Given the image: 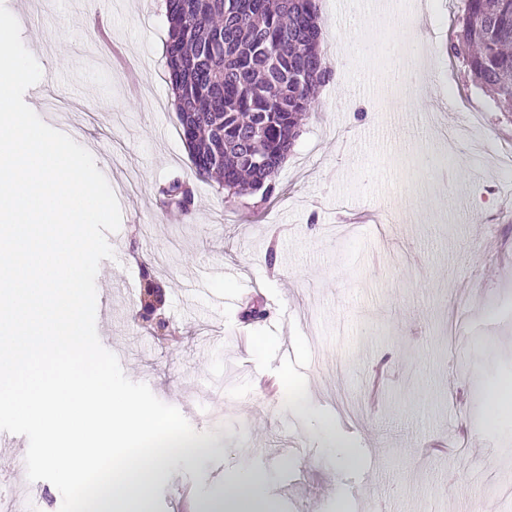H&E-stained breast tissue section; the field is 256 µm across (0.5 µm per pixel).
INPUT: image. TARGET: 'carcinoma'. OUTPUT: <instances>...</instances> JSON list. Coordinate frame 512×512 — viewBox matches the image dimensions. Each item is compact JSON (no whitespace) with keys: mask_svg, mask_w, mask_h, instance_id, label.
I'll use <instances>...</instances> for the list:
<instances>
[{"mask_svg":"<svg viewBox=\"0 0 512 512\" xmlns=\"http://www.w3.org/2000/svg\"><path fill=\"white\" fill-rule=\"evenodd\" d=\"M448 53L497 101L512 105V0H463ZM166 60L179 132L201 177L267 201L303 117L333 77L315 0H166ZM162 194L192 211L178 179Z\"/></svg>","mask_w":512,"mask_h":512,"instance_id":"carcinoma-1","label":"carcinoma"}]
</instances>
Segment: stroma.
Here are the masks:
<instances>
[{
  "instance_id": "1",
  "label": "stroma",
  "mask_w": 512,
  "mask_h": 512,
  "mask_svg": "<svg viewBox=\"0 0 512 512\" xmlns=\"http://www.w3.org/2000/svg\"><path fill=\"white\" fill-rule=\"evenodd\" d=\"M0 1L42 69L25 102L93 155L120 205L96 278L100 342L221 449L158 480L149 512H207L242 467L266 473L277 512H512V415L490 429L484 407L485 390L512 378V175L468 152L439 162L449 112L476 116L458 140L512 153V109L446 54L460 11L391 0L380 16L365 0H318L334 75L264 203L195 175L164 0ZM395 60L420 68L412 94L377 90ZM176 177L194 189L191 217L160 203ZM348 208L387 220L339 227ZM212 265L224 278L194 291ZM145 267L177 345L138 318ZM253 304L262 320H249ZM294 430L305 443L293 464L267 461ZM437 441L450 455L428 452ZM344 443L358 468L344 467Z\"/></svg>"
}]
</instances>
